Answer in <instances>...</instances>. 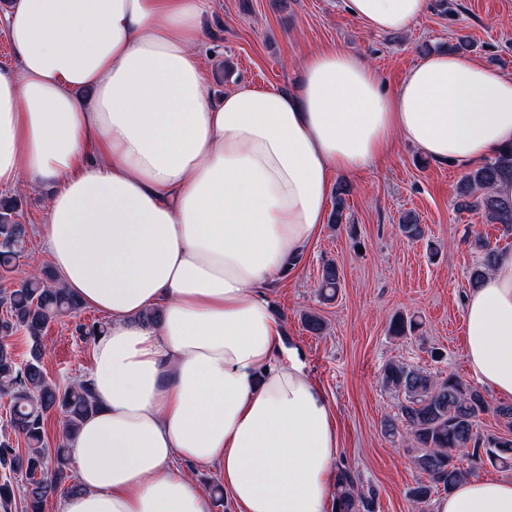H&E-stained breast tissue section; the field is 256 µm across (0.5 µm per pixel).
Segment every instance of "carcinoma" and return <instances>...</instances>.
<instances>
[{
    "instance_id": "1",
    "label": "carcinoma",
    "mask_w": 512,
    "mask_h": 512,
    "mask_svg": "<svg viewBox=\"0 0 512 512\" xmlns=\"http://www.w3.org/2000/svg\"><path fill=\"white\" fill-rule=\"evenodd\" d=\"M512 179V148L494 154L470 170L459 181L457 198L465 209H482L487 220L512 230V201L502 200L492 186L502 179ZM347 188L336 187L329 223L345 220ZM16 200L0 197V270L11 272L23 257L28 227L16 220ZM409 240L421 237L422 227L412 212L399 224ZM496 250L486 249L482 265L475 267L470 280L477 285L492 267ZM341 287L338 267L323 265L319 288L326 298L336 296ZM0 394L10 398L9 418L0 435V509L8 512L16 494L23 496L25 512H44L49 498L65 496L78 490L71 475L69 448L64 439L74 435L93 415L98 404L90 387L76 378L61 386L47 378L43 369V332L49 324L83 308L82 303L61 288L55 272L44 267L28 276L18 287L0 291ZM420 323L412 317L397 315L390 320L393 336L414 332ZM106 324L92 321L81 324L76 332L81 340H95L103 335ZM22 331L29 342L28 356L20 360L9 339ZM382 384L403 396L396 418L384 423V433L404 437L418 449L413 463L421 474L409 490L410 499L421 510L439 491H450L474 469L488 463L512 468V404L490 407L484 395L450 373L437 377L417 366L403 362L386 365ZM493 410L504 433L485 435L478 428L480 415ZM56 412L62 419L61 436L56 447L47 446L45 417ZM23 438L20 450L10 443V435ZM469 467H464L462 459ZM336 512H374L372 493L360 490L352 474L339 472L335 491Z\"/></svg>"
}]
</instances>
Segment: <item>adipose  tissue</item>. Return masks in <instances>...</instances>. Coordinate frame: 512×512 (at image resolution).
Listing matches in <instances>:
<instances>
[{
    "instance_id": "ef3b65f1",
    "label": "adipose tissue",
    "mask_w": 512,
    "mask_h": 512,
    "mask_svg": "<svg viewBox=\"0 0 512 512\" xmlns=\"http://www.w3.org/2000/svg\"><path fill=\"white\" fill-rule=\"evenodd\" d=\"M212 4L12 0L0 14L15 57L0 69V186L45 193L61 286L110 318L61 512H209L178 460L218 466L241 512H332L337 417L266 290L318 240L333 174L399 140L463 170L512 147V76L445 50L393 91L335 48L303 60L296 90L213 100ZM343 4L388 32L427 0ZM464 334L473 375L512 398V249L470 291ZM434 512H512V479L468 477Z\"/></svg>"
}]
</instances>
